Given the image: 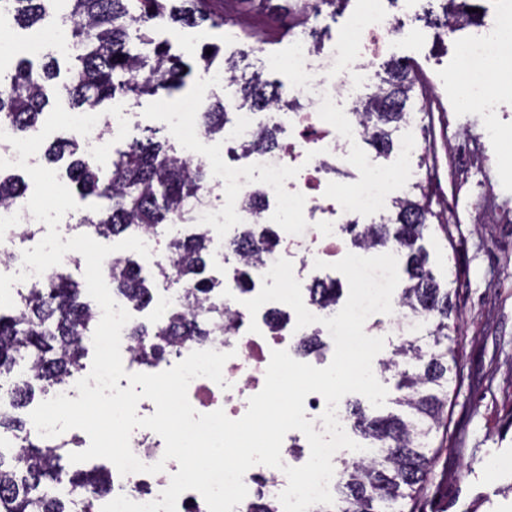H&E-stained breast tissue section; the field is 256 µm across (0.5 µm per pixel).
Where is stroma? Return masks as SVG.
I'll return each mask as SVG.
<instances>
[{
	"instance_id": "stroma-1",
	"label": "stroma",
	"mask_w": 512,
	"mask_h": 512,
	"mask_svg": "<svg viewBox=\"0 0 512 512\" xmlns=\"http://www.w3.org/2000/svg\"><path fill=\"white\" fill-rule=\"evenodd\" d=\"M420 6V0H392L391 11L407 9L411 19L382 54L366 60L364 72L376 81L389 61L399 59L420 78L430 115L425 125L411 124L401 136L421 147L435 146L437 167L446 176L426 178L414 168L404 179H424L434 199L453 198L447 211L452 238L432 230L426 247L438 278L454 283L456 312L449 324L462 369L448 390V433L415 509L512 512V94L463 106L454 46L471 29L459 26L435 37L417 19ZM247 21L264 36L267 58L288 55L287 15L254 13ZM153 36L169 42L191 66L182 91L142 97L135 107L139 121L131 136L141 138L152 129L164 141L170 134L158 123L159 112L182 111L203 85L211 86L215 100L232 94V87L216 82L213 69L200 64L197 54L215 45L227 56L238 41L205 25L161 26Z\"/></svg>"
}]
</instances>
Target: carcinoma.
Here are the masks:
<instances>
[{"label": "carcinoma", "instance_id": "cac0c4a2", "mask_svg": "<svg viewBox=\"0 0 512 512\" xmlns=\"http://www.w3.org/2000/svg\"><path fill=\"white\" fill-rule=\"evenodd\" d=\"M47 0H14L13 25L29 29L40 25ZM347 0H313L314 15L336 17ZM442 11H429L427 25L445 31L463 16L459 7L466 0H440ZM224 0H62L70 22V41L75 50L70 81L65 86L72 107H98L116 97L139 99L143 95L169 96L186 85L190 65L150 33L162 24L194 27L207 24L224 27ZM250 31L240 37L239 56L224 58L228 82L237 86L240 109H280V86L263 78L260 71L239 73V62L248 52ZM59 69L53 56L41 68L20 59L0 79V121L26 132L39 126L49 100L46 85ZM417 79L399 60L387 64L375 90L359 100L356 112L364 127V143L379 155H389L395 134L410 124L417 99ZM234 115L222 101L209 104L200 122L211 135H223ZM279 127L265 125L239 143L244 153L276 151L281 148ZM50 163L68 159L66 173L80 198H91L95 206L84 222L108 237L129 231L136 224L167 238L168 258L156 264L158 276L167 281H184V304L168 311L151 327L140 325L134 336L140 340L142 363L157 364L165 347L159 340L168 336H191L200 343L213 335L215 321L224 310L213 305L212 317L191 313L193 304L207 296L212 286L203 277L209 258L208 239L202 233L172 238L167 226L192 221L190 203L209 181L205 166L187 163L170 153V148L147 135L113 147L105 163L83 157L78 142L63 139L45 150ZM27 192L22 177L0 178V205H8ZM449 234L448 219L433 209L424 186L413 184L393 201V210L380 224L365 230L348 227L353 245L365 250L394 248L400 253L406 276L400 302L414 317L428 325L426 334L407 337L394 348L393 358L384 363L394 369L398 404L402 414L373 416L360 401L350 404L352 427L368 445L364 455L342 467L337 512H403L405 502H414L422 490L437 454L434 441L440 430L448 388L460 369L455 339L448 320L455 304L450 285L441 283L430 264L424 245L432 225ZM249 247L246 264L239 268L238 284L250 280L249 264L276 249L278 238L266 227L251 224L231 243ZM108 272L115 289L142 306L153 296L142 266L126 256L112 260ZM315 300L324 305L338 303L340 288L333 280L313 289ZM95 330L79 288L62 273L52 276L44 288L21 295L19 304L0 310V380L8 385L0 400V512H96L108 492L109 471L104 468L66 470L65 448L44 443L27 422L16 415L36 396L47 394L55 383L74 376L87 353L86 343Z\"/></svg>", "mask_w": 512, "mask_h": 512}]
</instances>
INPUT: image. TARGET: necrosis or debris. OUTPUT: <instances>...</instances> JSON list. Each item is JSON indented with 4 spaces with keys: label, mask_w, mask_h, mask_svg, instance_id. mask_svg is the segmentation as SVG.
<instances>
[{
    "label": "necrosis or debris",
    "mask_w": 512,
    "mask_h": 512,
    "mask_svg": "<svg viewBox=\"0 0 512 512\" xmlns=\"http://www.w3.org/2000/svg\"><path fill=\"white\" fill-rule=\"evenodd\" d=\"M384 0H365V6L351 16L347 24L348 37L336 42L327 50L312 49L304 38H297L284 61L290 75L289 95L302 103L296 112H251L236 110L234 123L224 131L225 138L247 139L259 124L272 122L287 128L289 137L280 152L255 153L249 167L236 164L215 163L213 157H201L195 146L204 132L200 125H186L180 112H167L163 120L185 148L186 161L204 164L212 171L214 186L230 194L229 203L216 204L211 190L202 193L196 204V225L174 224L170 233L184 237L194 226L209 230L210 259L214 266L226 264V241L219 230L229 223L252 224L259 221V214L245 207L243 200L250 192L255 175L264 179L265 201L284 214L321 212L331 216L328 224L306 225L303 233L280 232L279 246L274 254L265 256L257 264L253 282L261 284L263 275L276 259L291 257L297 267V278L302 288L309 289L319 281L314 267L315 260L328 263L353 252L354 247L343 227L359 222L360 218L384 217L388 203L399 186L394 175H381L373 169L371 158L359 150L364 129L354 109H344L336 102L354 82L359 70L358 60L382 51L390 35L396 30L393 17L385 10ZM495 6L484 18L479 33L461 39L457 44L459 74L466 101L484 98L491 90L484 72L471 69L473 60H483L495 65L506 51L512 50V0H494ZM130 128L127 111L100 116L88 136L83 137V152L87 158H100L111 140L126 139ZM356 164L367 169L368 186L355 197L339 193L333 182L324 177L326 168L343 169ZM37 225L25 201L0 206V274L19 273L14 262L19 244L26 232ZM243 295L235 284H228L222 292H215L210 303L223 305L230 315L234 329L231 335H217L209 342V349L229 353L223 368L224 385L199 377L188 387V399L200 413L218 409L233 420L246 413L249 399L259 393L265 383V373L271 353L285 350L292 357H299L302 344L311 336L325 333L319 317L325 308L305 299L306 308L316 315V323L297 328L295 317L282 321L273 320L275 312L284 310L281 302L264 304L257 315H250L242 303ZM257 323L258 332H250V323ZM130 446L135 456L144 464L164 462L165 468L157 474L132 473L121 475L112 471L111 496H126L137 503L159 499L179 465L176 461H163L165 443L157 433L134 429ZM248 494L232 512H250L258 498L277 499L287 486L282 469L256 465L244 475Z\"/></svg>",
    "instance_id": "1"
}]
</instances>
